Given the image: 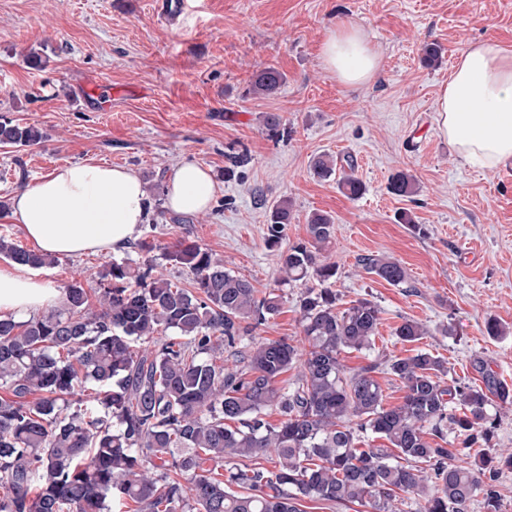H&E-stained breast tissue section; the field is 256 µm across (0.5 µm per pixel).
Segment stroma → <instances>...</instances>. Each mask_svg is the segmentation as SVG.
<instances>
[{
  "label": "stroma",
  "instance_id": "stroma-1",
  "mask_svg": "<svg viewBox=\"0 0 512 512\" xmlns=\"http://www.w3.org/2000/svg\"><path fill=\"white\" fill-rule=\"evenodd\" d=\"M157 0H0V119L38 126L41 143L0 145V202L54 167L109 163L135 169L152 185L178 163L209 167L217 190L210 208L186 215L150 206L140 234L158 248L189 237L247 278L258 294L275 291L280 313L255 329L256 341L301 339L304 283L281 281L277 251L265 243L268 209L290 198L284 244L307 239L309 215L335 222L327 254L341 303L366 298L380 309L373 355L352 351L355 372L372 358L407 354L394 329L423 324L417 341L444 362V381L477 385L488 372L512 384V179L495 168L465 166L437 130L434 103L459 54L472 42L512 48V0H195L163 22ZM343 24L361 27L382 65L358 89L322 66L321 46ZM430 43L438 66L423 62ZM273 65L281 88L255 97L256 71ZM279 115L290 135L275 141L265 115ZM424 130L428 144L409 152L404 139ZM249 164L228 179L230 156ZM353 159L365 191L349 198L335 179L309 173L314 156ZM415 175L410 197L388 192L391 175ZM410 223H402V214ZM398 260L408 286L366 274L360 256ZM118 254L63 255L40 269L55 289L92 286ZM501 332H486L488 320Z\"/></svg>",
  "mask_w": 512,
  "mask_h": 512
}]
</instances>
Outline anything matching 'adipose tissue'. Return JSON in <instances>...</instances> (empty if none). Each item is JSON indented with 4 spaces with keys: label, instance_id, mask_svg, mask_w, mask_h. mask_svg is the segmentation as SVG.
<instances>
[{
    "label": "adipose tissue",
    "instance_id": "obj_1",
    "mask_svg": "<svg viewBox=\"0 0 512 512\" xmlns=\"http://www.w3.org/2000/svg\"><path fill=\"white\" fill-rule=\"evenodd\" d=\"M324 68L345 86L368 84L380 57L353 25L330 31L321 47ZM438 131L464 163L497 166L512 159V48L494 40L471 43L456 59L435 101ZM216 193L209 168L184 161L167 175L166 206L181 214L208 209ZM146 191L135 170L100 163L54 168L16 192L10 215L45 253L118 251L147 218ZM62 294L24 266L0 269V314L26 320L61 306Z\"/></svg>",
    "mask_w": 512,
    "mask_h": 512
}]
</instances>
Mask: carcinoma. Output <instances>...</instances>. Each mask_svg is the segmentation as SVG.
I'll return each mask as SVG.
<instances>
[{"instance_id":"1","label":"carcinoma","mask_w":512,"mask_h":512,"mask_svg":"<svg viewBox=\"0 0 512 512\" xmlns=\"http://www.w3.org/2000/svg\"><path fill=\"white\" fill-rule=\"evenodd\" d=\"M285 82L274 66L258 71L249 92L269 95ZM268 136L288 133L275 114ZM43 138L31 124L0 121V144L30 146ZM339 187L362 193L346 162ZM337 163L313 159L310 174L327 180ZM390 193L416 191L407 171L393 174ZM293 206L270 209L266 244L280 251L283 281L316 279L300 299L303 336L244 343V337L280 312L283 296L259 299L252 283L224 269L196 241L184 238L162 259L193 275V289L157 272L151 260H112L90 291L75 281L64 302L25 321L0 317V512H112L115 498L139 512H302L300 502L364 503L371 512H395L399 494L414 497L416 512H468L477 492L496 510L492 481L512 455L476 446L493 434L492 397L501 380L451 386L442 360L428 351L396 357L385 373L403 384V401L386 406L373 361L346 373L340 355L375 350L380 309L360 299L339 309L326 284L336 264L323 259L331 243V216L308 219L306 241L282 251ZM0 256L32 269L58 258L28 250L0 234ZM359 265L400 286V262L363 255ZM95 301H90V294ZM428 334L405 321L402 342ZM300 364L297 382L278 378ZM279 411L273 425L266 410ZM370 434L381 448H361ZM265 456L271 472L241 458Z\"/></svg>"}]
</instances>
